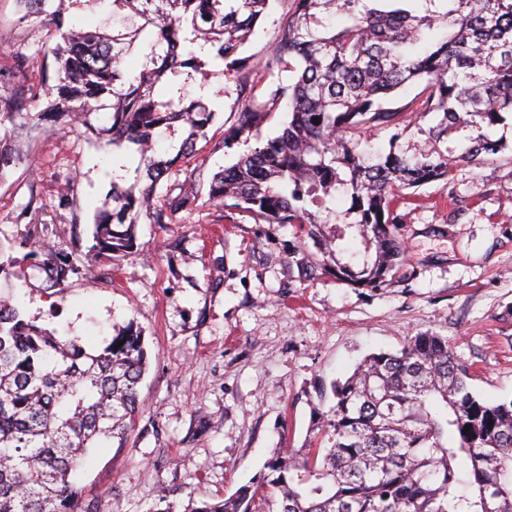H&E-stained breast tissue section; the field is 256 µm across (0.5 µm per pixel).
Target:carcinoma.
I'll use <instances>...</instances> for the list:
<instances>
[{"instance_id": "obj_1", "label": "carcinoma", "mask_w": 512, "mask_h": 512, "mask_svg": "<svg viewBox=\"0 0 512 512\" xmlns=\"http://www.w3.org/2000/svg\"><path fill=\"white\" fill-rule=\"evenodd\" d=\"M55 41L43 72L44 103L17 80L34 63L0 67V180L25 162L17 130L85 133L133 149L138 165L112 163V187L93 215L85 259L39 246L25 234L0 244V275L26 251L52 286L91 279L97 266L137 248L135 226L172 224L210 204L264 224H292L320 245L313 268L354 288H378L400 268L394 199L406 189L447 181L458 163L478 166L501 150L489 129L512 114V0H424V13L371 7L367 0H289L265 61L240 48L270 0H111L112 33L65 19L61 5L99 0H18ZM349 23L332 26L336 15ZM149 51L131 74L137 42ZM235 84L233 121L223 144L254 143L235 163L203 177L198 163L217 112L189 84L210 68ZM292 73L284 83L281 73ZM416 84L411 111L441 114L433 147L406 156L371 155L359 142L383 130L401 136L403 112L385 106ZM288 121L263 139L281 106ZM106 112L109 125L93 118ZM469 131L460 153L439 144ZM167 133L177 143L159 147ZM175 171L178 193L159 192ZM349 203L341 222L332 204ZM354 230L362 256L346 247ZM149 364L141 331L128 325L92 354L77 336H59L25 319L0 296V512H101L71 475L92 448H122L141 417L138 385ZM448 339L420 332L394 352L366 356L332 385L318 447L276 448L257 480L230 498L188 512H512V398L489 402L470 388ZM470 432L465 434V426Z\"/></svg>"}]
</instances>
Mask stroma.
I'll use <instances>...</instances> for the list:
<instances>
[{"mask_svg":"<svg viewBox=\"0 0 512 512\" xmlns=\"http://www.w3.org/2000/svg\"><path fill=\"white\" fill-rule=\"evenodd\" d=\"M288 8L273 0L243 54L270 55ZM19 17L16 0H0V65L48 49L45 30ZM223 86L217 73L203 90L218 113L203 151L209 173L246 150L222 143L231 119ZM438 120L427 114L397 142L384 131L373 144L418 153ZM489 134L502 149L485 164L456 165L448 182L395 200L405 266L378 290L309 274L292 256L317 254L313 240L287 224L220 219L203 197L176 223L139 224L137 252L98 266L93 281L73 278L61 292L26 260L24 277L1 276L0 293L25 317L86 349L129 324L144 333L143 414L125 447L93 449L76 474L102 512H149L162 489L181 507L231 497L262 473L271 449L319 439L334 381L421 331L447 337L483 399L511 397L512 115ZM23 140L26 163L0 182V240L32 231L64 251L90 246L93 213L112 186L111 149L79 130Z\"/></svg>","mask_w":512,"mask_h":512,"instance_id":"35a3bbf8","label":"stroma"}]
</instances>
